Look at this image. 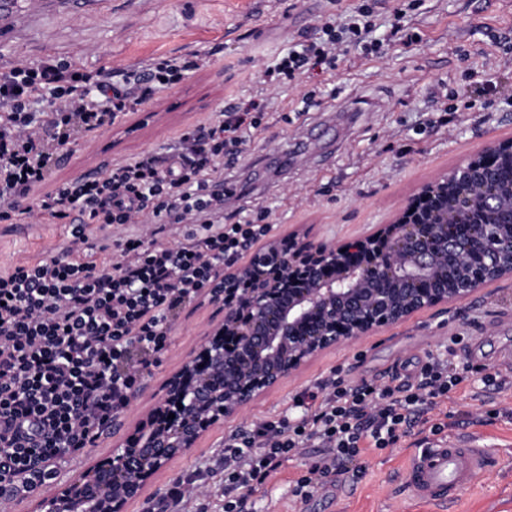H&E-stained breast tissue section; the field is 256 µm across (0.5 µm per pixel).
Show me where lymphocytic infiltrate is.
<instances>
[{"mask_svg": "<svg viewBox=\"0 0 512 512\" xmlns=\"http://www.w3.org/2000/svg\"><path fill=\"white\" fill-rule=\"evenodd\" d=\"M374 8L352 0L270 68L296 80L347 55L370 54ZM210 53L158 57L123 72L48 57L0 74V223L33 215L71 225L68 243L0 273V495L48 484L63 458L78 459L125 407L144 369L168 348L175 309L206 293L270 232L224 221V173L236 168L261 125L263 94L227 104L183 128L173 145L106 165L52 190L43 185L64 157L70 132L92 135L140 111ZM149 221V238L96 244L91 225ZM183 224V241L163 235ZM113 260L98 265V251ZM473 368L427 354L412 374L389 381L330 378L293 399L294 414L267 417L224 443V512H251L264 488L303 449L322 456L288 482L303 503L345 463L396 447L415 428L440 434L438 412Z\"/></svg>", "mask_w": 512, "mask_h": 512, "instance_id": "f902f5d3", "label": "lymphocytic infiltrate"}]
</instances>
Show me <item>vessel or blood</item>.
Wrapping results in <instances>:
<instances>
[{"mask_svg": "<svg viewBox=\"0 0 512 512\" xmlns=\"http://www.w3.org/2000/svg\"><path fill=\"white\" fill-rule=\"evenodd\" d=\"M66 13L102 14L112 9V0H58ZM46 0H0V30H13L18 21L39 16ZM489 464V457L476 436L433 442L413 456L406 482L418 499L440 505L452 491L471 485Z\"/></svg>", "mask_w": 512, "mask_h": 512, "instance_id": "1", "label": "vessel or blood"}]
</instances>
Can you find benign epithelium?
<instances>
[{"mask_svg": "<svg viewBox=\"0 0 512 512\" xmlns=\"http://www.w3.org/2000/svg\"><path fill=\"white\" fill-rule=\"evenodd\" d=\"M505 165L512 167V141L488 144L351 243L307 241L292 228L224 270L199 299L224 307V317L207 325L135 423L113 417L111 453L41 498L40 512H126L210 428L315 356L512 277V184L494 178ZM476 256L483 273L473 276ZM450 265L464 271L453 288Z\"/></svg>", "mask_w": 512, "mask_h": 512, "instance_id": "1", "label": "benign epithelium"}]
</instances>
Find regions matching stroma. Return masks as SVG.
Returning a JSON list of instances; mask_svg holds the SVG:
<instances>
[{
	"label": "stroma",
	"instance_id": "35a3bbf8",
	"mask_svg": "<svg viewBox=\"0 0 512 512\" xmlns=\"http://www.w3.org/2000/svg\"><path fill=\"white\" fill-rule=\"evenodd\" d=\"M411 2L412 44L382 25L374 34L383 44L380 57L356 56L299 84L266 85L265 69L293 39L314 34L327 0H112L111 13L102 16L48 10L17 35L0 36V74L49 56L90 68L103 60L134 68L162 55L214 51L210 67L189 74L152 104V111L165 113V122L146 124L117 142L108 128L84 137V151L67 155L50 185L167 147L188 124L217 117L222 105L260 91L268 106L260 131L230 173L239 190L224 202L225 223L264 212L271 236L298 226L310 240L341 244L387 222L422 182L491 140L512 138V0ZM312 89L322 94L320 106L299 111ZM438 93L446 95L448 111H438ZM70 230L26 217L0 229V272L54 253ZM223 315L222 308L194 301L175 311L169 348L123 409L126 419L161 395L166 374L186 358L203 328ZM452 336L460 339L456 355L464 363L473 338L481 337L479 366L499 371L512 356V278L488 284L457 306L420 313L323 352L246 412L206 432L196 448L154 476L127 512H151L177 477L214 465L231 434L288 412L297 393L333 371L353 382L384 381L426 354L443 352ZM444 409V437L478 432L495 458L466 490L449 496L446 508L403 490L413 453L431 439L423 432L370 453L360 479L339 488L325 484L297 504L288 480L320 455L305 449L265 490L251 495L253 512H512V387L488 386L476 375L451 393Z\"/></svg>",
	"mask_w": 512,
	"mask_h": 512
}]
</instances>
